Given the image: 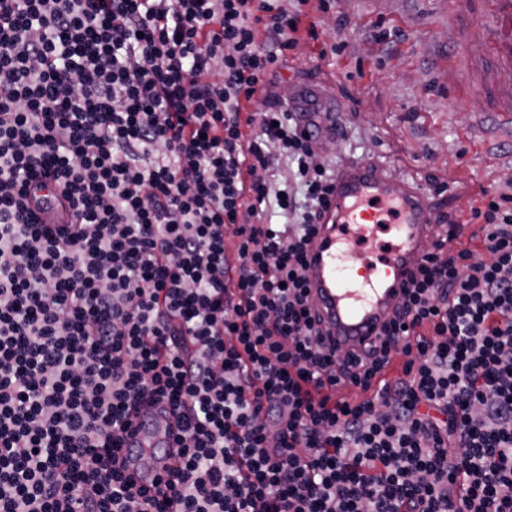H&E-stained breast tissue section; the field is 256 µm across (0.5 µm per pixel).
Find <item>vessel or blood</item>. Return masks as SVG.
Wrapping results in <instances>:
<instances>
[{
    "instance_id": "obj_1",
    "label": "vessel or blood",
    "mask_w": 512,
    "mask_h": 512,
    "mask_svg": "<svg viewBox=\"0 0 512 512\" xmlns=\"http://www.w3.org/2000/svg\"><path fill=\"white\" fill-rule=\"evenodd\" d=\"M489 31L475 43L457 22L456 0L448 3V31L459 46L454 62L458 87L485 91L496 112L512 115V86L498 84L493 72L479 69L476 58L490 53L500 66L512 67V0H482ZM290 111L324 123L335 114L336 97L324 87L299 90ZM436 224L426 190L419 184L392 179L379 165L354 161L337 171L335 188L321 230L310 251L312 296L321 309L330 336L344 349H355L376 336L388 318L402 283L427 250ZM380 238V253L362 274L344 268L356 247ZM146 448L167 445L171 438L164 417L138 431Z\"/></svg>"
}]
</instances>
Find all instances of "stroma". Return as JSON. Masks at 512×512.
Wrapping results in <instances>:
<instances>
[{
  "label": "stroma",
  "instance_id": "obj_1",
  "mask_svg": "<svg viewBox=\"0 0 512 512\" xmlns=\"http://www.w3.org/2000/svg\"><path fill=\"white\" fill-rule=\"evenodd\" d=\"M270 79L281 100L334 88L345 128L318 153L332 170L376 162L420 184L438 213L468 214L483 188L512 183V118L471 98L457 111L448 68V0H328Z\"/></svg>",
  "mask_w": 512,
  "mask_h": 512
}]
</instances>
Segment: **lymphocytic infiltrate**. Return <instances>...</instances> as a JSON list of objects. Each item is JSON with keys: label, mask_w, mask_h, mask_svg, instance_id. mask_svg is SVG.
<instances>
[{"label": "lymphocytic infiltrate", "mask_w": 512, "mask_h": 512, "mask_svg": "<svg viewBox=\"0 0 512 512\" xmlns=\"http://www.w3.org/2000/svg\"><path fill=\"white\" fill-rule=\"evenodd\" d=\"M309 2L0 0V512H512V187L331 349L305 253L334 176L268 80ZM43 172L70 223L32 218ZM161 401L148 492L120 452Z\"/></svg>", "instance_id": "1"}]
</instances>
